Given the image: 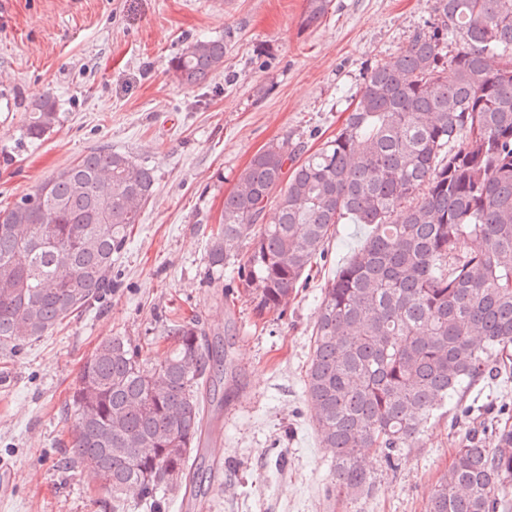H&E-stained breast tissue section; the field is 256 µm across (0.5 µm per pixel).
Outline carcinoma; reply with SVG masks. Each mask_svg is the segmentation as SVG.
<instances>
[{
	"label": "carcinoma",
	"mask_w": 512,
	"mask_h": 512,
	"mask_svg": "<svg viewBox=\"0 0 512 512\" xmlns=\"http://www.w3.org/2000/svg\"><path fill=\"white\" fill-rule=\"evenodd\" d=\"M325 10L309 0L306 24ZM435 16L371 69L333 139L304 158L286 137L258 151L208 243L209 267L233 266L256 313L281 317L333 226L371 228L321 291L304 380L336 453L333 491L349 497L372 485L361 452L398 468L442 402L492 375L489 354L512 345V0H436ZM223 67L222 38H197L172 62L188 88ZM59 120L45 95L25 135L40 140ZM154 188L152 169L99 147L0 208V350L17 354L108 300L119 287L112 257ZM162 339L157 363L147 346L103 339L72 394L63 467L101 478L112 512L132 498L155 510L167 493H202L189 462L224 355L196 314L168 321ZM511 487L512 429L495 448L473 433L426 512H512Z\"/></svg>",
	"instance_id": "carcinoma-1"
}]
</instances>
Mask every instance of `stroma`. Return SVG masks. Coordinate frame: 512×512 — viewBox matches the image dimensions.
I'll list each match as a JSON object with an SVG mask.
<instances>
[{
	"label": "stroma",
	"mask_w": 512,
	"mask_h": 512,
	"mask_svg": "<svg viewBox=\"0 0 512 512\" xmlns=\"http://www.w3.org/2000/svg\"><path fill=\"white\" fill-rule=\"evenodd\" d=\"M307 0H0V208L91 149L107 145L153 168L155 191L112 273L108 304L63 323L17 355L0 351V512H112L100 479L66 471L63 414L80 365L100 340L138 344L166 320L198 313L224 342L238 383L211 413L222 434L196 462L221 464L223 486L167 494L163 512H425L469 431L497 445L512 410V374L463 388L423 426L397 469L375 454L371 493L330 490L334 459L306 402L322 288L362 245L363 224L333 227L326 262L283 317L251 296L226 302L232 272L209 274V236L239 173L289 136L314 150L336 134L367 73L435 19V0H327L314 27ZM223 39L224 67L199 87L171 63L192 40ZM52 95L59 124L28 139L34 101Z\"/></svg>",
	"instance_id": "stroma-1"
}]
</instances>
